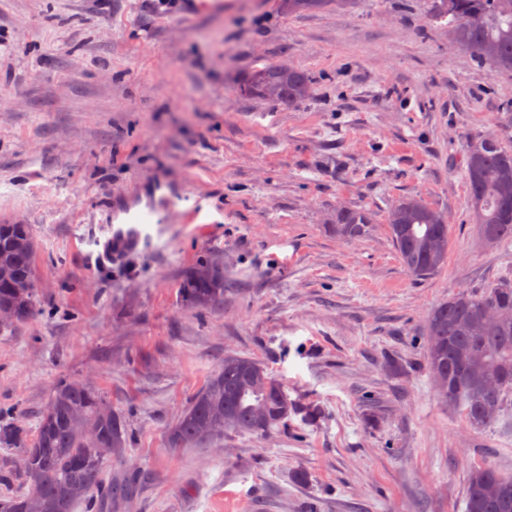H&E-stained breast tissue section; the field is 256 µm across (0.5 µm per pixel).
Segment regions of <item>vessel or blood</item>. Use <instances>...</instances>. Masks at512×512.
Wrapping results in <instances>:
<instances>
[{
  "label": "vessel or blood",
  "instance_id": "obj_1",
  "mask_svg": "<svg viewBox=\"0 0 512 512\" xmlns=\"http://www.w3.org/2000/svg\"><path fill=\"white\" fill-rule=\"evenodd\" d=\"M181 198V192L172 187L160 188L146 198L123 197L105 218L104 256L113 262L123 261L146 248L151 238L149 226L187 222L189 212L182 208Z\"/></svg>",
  "mask_w": 512,
  "mask_h": 512
}]
</instances>
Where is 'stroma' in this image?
<instances>
[{"instance_id": "1", "label": "stroma", "mask_w": 512, "mask_h": 512, "mask_svg": "<svg viewBox=\"0 0 512 512\" xmlns=\"http://www.w3.org/2000/svg\"><path fill=\"white\" fill-rule=\"evenodd\" d=\"M425 0H352L285 15L278 0H0V220L30 224L37 307L0 335V405L29 429L64 379L89 381L131 431L125 512H464L470 469L512 474V430L472 429L430 383L428 314L512 273L482 242L463 150H512V76L430 26ZM306 69L300 106L247 98L263 61ZM180 185L189 224L152 227L121 265L96 245L114 193ZM446 215L448 262L418 280L389 205ZM374 216L369 237L337 208ZM224 265L223 302L179 296L198 256ZM253 357L317 406L264 434L195 448L170 427L225 356ZM336 235L346 240L368 237L373 231L371 213L364 208L340 207L336 210Z\"/></svg>"}]
</instances>
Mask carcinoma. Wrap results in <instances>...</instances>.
Masks as SVG:
<instances>
[{
  "label": "carcinoma",
  "mask_w": 512,
  "mask_h": 512,
  "mask_svg": "<svg viewBox=\"0 0 512 512\" xmlns=\"http://www.w3.org/2000/svg\"><path fill=\"white\" fill-rule=\"evenodd\" d=\"M350 0H279L288 15L318 12ZM430 24L445 23L456 46L496 72L512 73V0H427ZM240 93L253 99L298 106L315 93L310 73L282 62L254 66L240 80ZM483 147L466 151L469 203L483 240L512 241V151L491 136ZM390 238L404 268L417 279L437 274L448 261L447 217L417 197L392 204L387 214ZM336 236L363 239L373 231L364 208L336 209ZM36 241L27 224L0 223V307L14 320L0 335L14 332L33 314V264ZM181 300L207 309L224 299V267L199 258L180 281ZM494 304L512 310V277L474 294L456 293L428 315L426 357L439 398L462 409L474 429L494 426L512 396V319L491 324L485 309ZM224 411L218 420L214 412ZM292 414L312 421L313 406L288 398L283 383L251 357L228 355L195 395L170 433L174 447L219 439L228 430L265 433L283 426ZM129 434L125 420L112 412L109 399L88 383L57 385L49 406L39 412L30 433L0 408V447L20 452L17 473L29 492L0 493V512H112L128 504L134 483L106 476L107 462L123 456ZM465 512H512V477L491 465L475 466L468 477Z\"/></svg>",
  "instance_id": "cac0c4a2"
}]
</instances>
